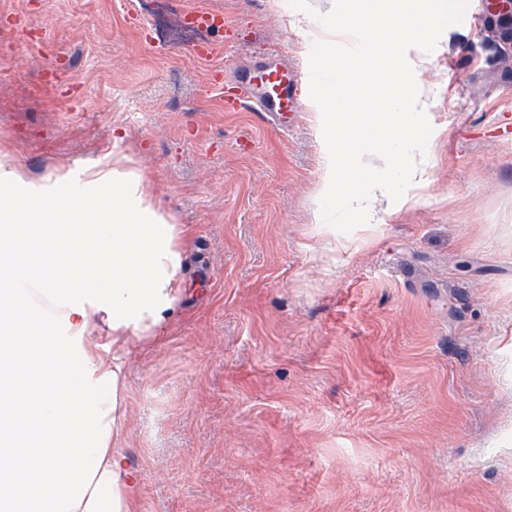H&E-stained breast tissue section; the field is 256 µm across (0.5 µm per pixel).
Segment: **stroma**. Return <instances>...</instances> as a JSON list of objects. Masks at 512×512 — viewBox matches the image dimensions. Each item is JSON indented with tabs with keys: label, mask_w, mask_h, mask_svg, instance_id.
Segmentation results:
<instances>
[{
	"label": "stroma",
	"mask_w": 512,
	"mask_h": 512,
	"mask_svg": "<svg viewBox=\"0 0 512 512\" xmlns=\"http://www.w3.org/2000/svg\"><path fill=\"white\" fill-rule=\"evenodd\" d=\"M407 58L434 131L422 188L370 228L313 229L326 146L301 91L273 127L225 110L309 69L285 0H0V163L126 156L191 237L183 299L128 357L135 512H512V67L470 0ZM196 12L220 26L179 29Z\"/></svg>",
	"instance_id": "stroma-1"
}]
</instances>
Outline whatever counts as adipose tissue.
<instances>
[{
    "label": "adipose tissue",
    "instance_id": "adipose-tissue-1",
    "mask_svg": "<svg viewBox=\"0 0 512 512\" xmlns=\"http://www.w3.org/2000/svg\"><path fill=\"white\" fill-rule=\"evenodd\" d=\"M121 163L79 189L0 169V512H134L125 357L177 307L189 231Z\"/></svg>",
    "mask_w": 512,
    "mask_h": 512
}]
</instances>
